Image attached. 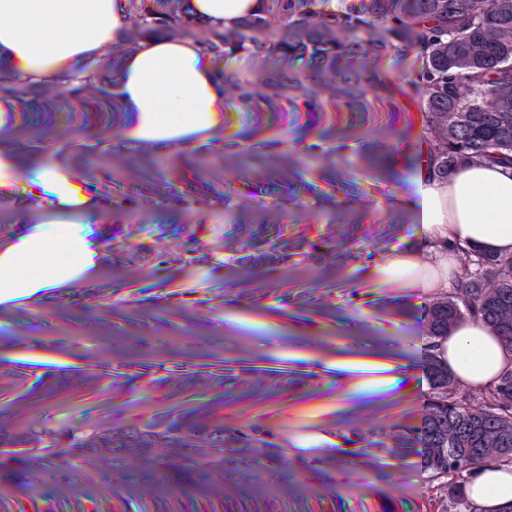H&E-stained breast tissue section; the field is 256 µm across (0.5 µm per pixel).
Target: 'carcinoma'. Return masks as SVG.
Returning <instances> with one entry per match:
<instances>
[{
    "label": "carcinoma",
    "mask_w": 512,
    "mask_h": 512,
    "mask_svg": "<svg viewBox=\"0 0 512 512\" xmlns=\"http://www.w3.org/2000/svg\"><path fill=\"white\" fill-rule=\"evenodd\" d=\"M263 8L243 19L234 30L216 31L189 13L186 0H130V35L158 27L183 32L207 52L222 57L225 47L246 49L255 57L269 58L283 47L310 54L317 70L332 68L336 92L351 95L360 84L369 55L380 56L400 46L424 48L425 133L430 142L429 175L446 178L461 161L512 164V0H263ZM283 20L291 37L274 40L272 23ZM365 32L362 38L359 32ZM228 89L247 102L252 90L235 73L224 75ZM473 269L456 291L439 296L426 310L428 336L437 339L464 317L481 320L512 350V257L465 253ZM426 369L431 395L420 426L422 455L437 478L462 473L478 460L506 462L512 455L487 451L484 440L502 436L497 448H512V371L504 373L490 392L478 395L459 390L437 355L427 354ZM77 390L58 385L33 399L36 414L21 435L36 440L49 436L72 456L98 453L104 448H127L134 442L145 449L143 463L161 468L177 457L180 465L171 474L176 488L193 478L197 451L212 457L240 434L260 445L261 426L252 425L234 434L216 423L210 429L188 426L196 383L188 381L172 394L180 401L159 415V420L132 424L119 433L81 428L54 430L40 411L48 399L74 395ZM448 449V466L440 468L435 449Z\"/></svg>",
    "instance_id": "cac0c4a2"
}]
</instances>
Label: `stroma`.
Returning a JSON list of instances; mask_svg holds the SVG:
<instances>
[{"label":"stroma","mask_w":512,"mask_h":512,"mask_svg":"<svg viewBox=\"0 0 512 512\" xmlns=\"http://www.w3.org/2000/svg\"><path fill=\"white\" fill-rule=\"evenodd\" d=\"M423 56L413 46L372 60L377 83L348 97L328 76L308 94L276 86L281 75L307 80L308 57L279 51L261 63L239 51L225 56L223 69L253 83L255 94L225 112L208 154H198L197 139L174 155L148 142L131 148L118 124L111 154L64 152L60 168L85 171V193L96 202L77 227L96 265L56 296L0 304V430L14 433L31 413L21 337L47 336L54 355L79 351L84 366L79 399L44 405L54 421L68 422L81 407L99 429L118 431L135 420L126 402L147 395L162 409L163 396L194 372L203 388L192 424L211 427L219 414L230 429L261 424L275 460L250 468L254 449L229 442L233 472L180 493L140 469L143 451L133 446L122 465L79 460L115 475L114 493L75 475L45 500L20 492L17 476L34 467L20 458L0 471V512H125L130 498L145 512H445L447 480L426 468L416 433L425 399L386 392L340 400L339 383L322 371L334 348L350 357L371 348L403 362L421 356L424 308L387 286L374 291L373 304L358 302L365 265L413 232L410 177L428 154ZM85 68L95 79L79 109L55 80L17 112L23 135L0 142L24 159L22 180L38 179L46 132L93 135L112 123L116 56ZM59 202L48 194L1 197L0 247ZM168 217L183 231L158 238L155 226ZM246 227L277 241L278 251L246 250ZM156 242L167 260L157 272L149 250ZM144 276L157 298L138 303ZM165 362L176 371L163 374Z\"/></svg>","instance_id":"1"}]
</instances>
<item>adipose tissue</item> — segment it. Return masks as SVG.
I'll list each match as a JSON object with an SVG mask.
<instances>
[{
  "mask_svg": "<svg viewBox=\"0 0 512 512\" xmlns=\"http://www.w3.org/2000/svg\"><path fill=\"white\" fill-rule=\"evenodd\" d=\"M195 18L221 31L261 8V0H188ZM128 0H0V78L40 91L61 69L108 54L128 38ZM113 104L130 142L174 150L201 131L217 134L228 97L211 54L187 36L148 33L132 45L116 73ZM410 203L413 236L390 247L368 276L430 299L464 274L460 250L512 257V167L462 163L447 179L417 170ZM64 211L33 225L0 250V303L30 298L74 280L93 267V252L71 230ZM436 354L458 388L482 392L512 370L503 349L480 320L465 318L436 341ZM329 367L361 370L364 388H393L392 360L336 357ZM471 512H501L512 504V463L480 464L463 482Z\"/></svg>",
  "mask_w": 512,
  "mask_h": 512,
  "instance_id": "obj_1",
  "label": "adipose tissue"
}]
</instances>
